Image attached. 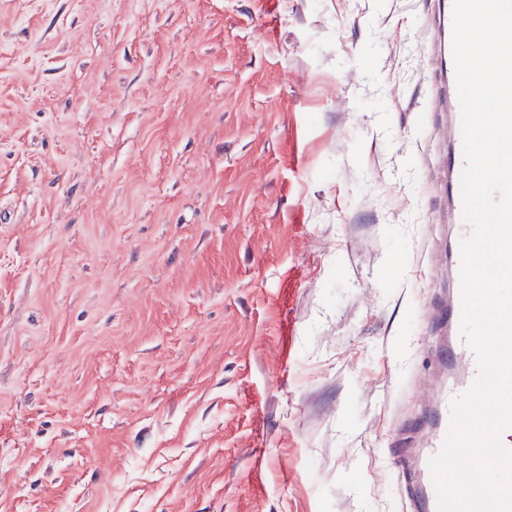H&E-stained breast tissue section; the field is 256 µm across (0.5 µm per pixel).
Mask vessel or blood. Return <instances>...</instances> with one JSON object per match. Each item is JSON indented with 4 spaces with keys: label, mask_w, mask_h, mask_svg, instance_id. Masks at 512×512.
I'll list each match as a JSON object with an SVG mask.
<instances>
[{
    "label": "vessel or blood",
    "mask_w": 512,
    "mask_h": 512,
    "mask_svg": "<svg viewBox=\"0 0 512 512\" xmlns=\"http://www.w3.org/2000/svg\"><path fill=\"white\" fill-rule=\"evenodd\" d=\"M462 168V133L457 130L453 133L448 153L450 229L457 243L471 232L462 219ZM461 311V286L456 283L448 291L447 304L437 306L432 313L433 319L448 326V336L436 360L437 366L443 371V382L438 390L432 391L420 413L408 420V435L393 451L405 512H436V494L429 461L442 447L453 400L470 389L478 374L476 355L462 334Z\"/></svg>",
    "instance_id": "b4317fda"
}]
</instances>
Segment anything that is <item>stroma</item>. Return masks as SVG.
I'll use <instances>...</instances> for the list:
<instances>
[{
  "label": "stroma",
  "instance_id": "stroma-1",
  "mask_svg": "<svg viewBox=\"0 0 512 512\" xmlns=\"http://www.w3.org/2000/svg\"><path fill=\"white\" fill-rule=\"evenodd\" d=\"M434 10L0 0V512H399Z\"/></svg>",
  "mask_w": 512,
  "mask_h": 512
}]
</instances>
